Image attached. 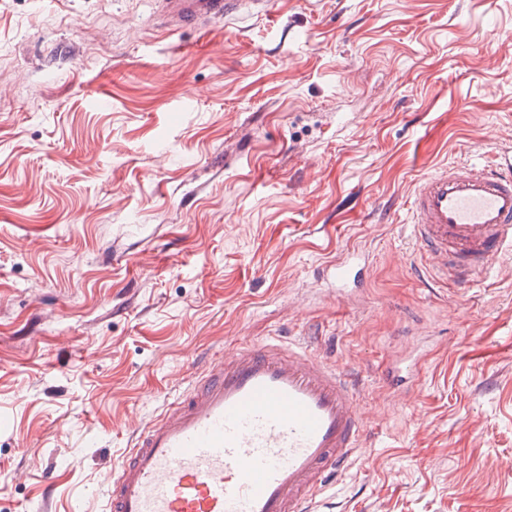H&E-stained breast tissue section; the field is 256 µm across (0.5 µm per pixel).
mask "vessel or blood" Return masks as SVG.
I'll return each instance as SVG.
<instances>
[{"label":"vessel or blood","instance_id":"b4317fda","mask_svg":"<svg viewBox=\"0 0 512 512\" xmlns=\"http://www.w3.org/2000/svg\"><path fill=\"white\" fill-rule=\"evenodd\" d=\"M242 3L163 0L176 27L198 30ZM410 212L428 278L472 283L512 249V156L481 172L439 166L417 183ZM368 272L351 248L318 275L346 292ZM359 396L336 365L275 343L240 348L139 434L106 480V512H310L363 447Z\"/></svg>","mask_w":512,"mask_h":512}]
</instances>
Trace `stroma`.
Here are the masks:
<instances>
[{"label": "stroma", "mask_w": 512, "mask_h": 512, "mask_svg": "<svg viewBox=\"0 0 512 512\" xmlns=\"http://www.w3.org/2000/svg\"><path fill=\"white\" fill-rule=\"evenodd\" d=\"M161 23L0 0V512H103L137 433L271 341L362 389L315 512H512V253L429 285L407 212L436 166L512 151V0ZM350 247L355 300L317 276Z\"/></svg>", "instance_id": "obj_1"}]
</instances>
